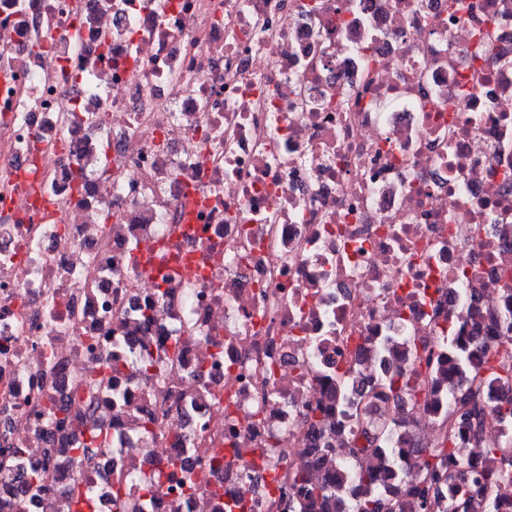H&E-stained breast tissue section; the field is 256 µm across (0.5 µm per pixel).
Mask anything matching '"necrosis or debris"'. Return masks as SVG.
I'll list each match as a JSON object with an SVG mask.
<instances>
[{
	"instance_id": "obj_1",
	"label": "necrosis or debris",
	"mask_w": 512,
	"mask_h": 512,
	"mask_svg": "<svg viewBox=\"0 0 512 512\" xmlns=\"http://www.w3.org/2000/svg\"><path fill=\"white\" fill-rule=\"evenodd\" d=\"M505 268L512 0H0V512H295L314 446L353 497Z\"/></svg>"
}]
</instances>
